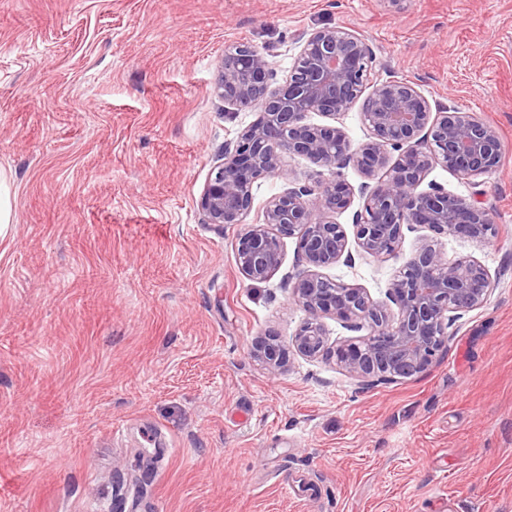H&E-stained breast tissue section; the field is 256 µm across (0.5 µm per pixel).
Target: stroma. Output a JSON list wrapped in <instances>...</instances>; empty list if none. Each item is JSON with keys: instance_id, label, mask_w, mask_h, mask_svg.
Masks as SVG:
<instances>
[{"instance_id": "35a3bbf8", "label": "stroma", "mask_w": 512, "mask_h": 512, "mask_svg": "<svg viewBox=\"0 0 512 512\" xmlns=\"http://www.w3.org/2000/svg\"><path fill=\"white\" fill-rule=\"evenodd\" d=\"M363 35L371 84H412L432 112L493 126L479 184L487 243L436 237L485 266L483 307L448 326L422 374L358 385L292 355L274 377L254 338L291 343L298 242L267 281L241 273L243 226L197 201L259 116L215 90L248 43L285 79L298 36ZM253 186L246 222L312 165ZM0 512H512V0H0ZM392 261L326 276L380 300Z\"/></svg>"}]
</instances>
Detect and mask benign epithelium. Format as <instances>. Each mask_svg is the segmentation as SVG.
Listing matches in <instances>:
<instances>
[{
  "instance_id": "benign-epithelium-1",
  "label": "benign epithelium",
  "mask_w": 512,
  "mask_h": 512,
  "mask_svg": "<svg viewBox=\"0 0 512 512\" xmlns=\"http://www.w3.org/2000/svg\"><path fill=\"white\" fill-rule=\"evenodd\" d=\"M302 48L288 77L275 81L267 56L251 45H231L218 66L216 88L224 104L252 108L258 119L224 147V163L210 175L199 200L208 224H242L253 205V184L281 175L285 159L303 157L318 168L303 184L272 196L261 219L238 237L237 261L251 281L268 280L282 265L283 239H298L304 270L288 276L307 319L292 345L303 357L333 353L336 364L353 380L409 378L424 372L446 342L448 323L462 312L481 308L491 281L476 259L448 258L431 241L399 267L374 301L350 284L335 282L322 270L345 254L343 225L331 216L351 206L354 193L342 177L353 165L371 176L386 170L375 185L364 183L362 209L354 215L360 251L377 259L398 258L405 226H424L438 235L486 243L495 229L480 203L429 183L441 166L468 180L494 171L501 148L495 128L458 109L431 117L424 97L409 83L384 81L362 97L371 74V53L364 37L340 26L301 35ZM363 101V119L371 139L352 144L343 129L306 122L318 112L335 117ZM397 157H391V153ZM330 314L369 336L327 346L320 317ZM250 354L274 376L288 366V346L278 336L258 337Z\"/></svg>"
}]
</instances>
